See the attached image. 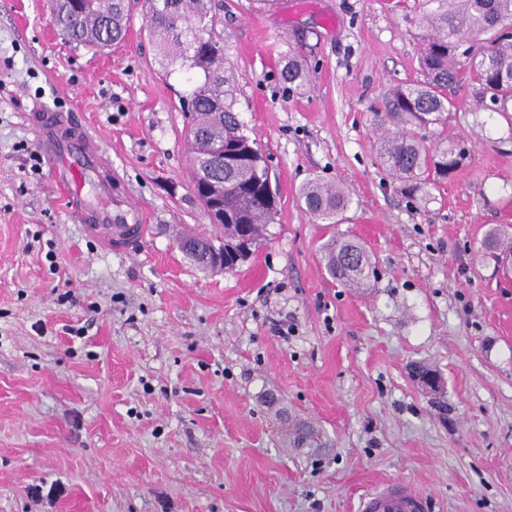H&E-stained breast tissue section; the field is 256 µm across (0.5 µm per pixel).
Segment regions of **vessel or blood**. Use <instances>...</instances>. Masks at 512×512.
Listing matches in <instances>:
<instances>
[{"instance_id":"vessel-or-blood-1","label":"vessel or blood","mask_w":512,"mask_h":512,"mask_svg":"<svg viewBox=\"0 0 512 512\" xmlns=\"http://www.w3.org/2000/svg\"><path fill=\"white\" fill-rule=\"evenodd\" d=\"M40 147L54 166L86 236L110 252L138 253L148 233L141 206L112 187V167L100 141L69 116L35 114ZM425 499L399 482L365 493L359 512H425Z\"/></svg>"}]
</instances>
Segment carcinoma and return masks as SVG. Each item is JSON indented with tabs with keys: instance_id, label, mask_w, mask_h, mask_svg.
<instances>
[{
	"instance_id": "1",
	"label": "carcinoma",
	"mask_w": 512,
	"mask_h": 512,
	"mask_svg": "<svg viewBox=\"0 0 512 512\" xmlns=\"http://www.w3.org/2000/svg\"><path fill=\"white\" fill-rule=\"evenodd\" d=\"M133 0H51V23L65 39L76 44L105 48L124 40ZM149 35L163 68L190 74L188 92L180 107L191 113L187 142L192 182L224 183V267L232 270L247 258L273 223L276 199L268 169L257 143L247 135L235 109L236 93L231 67L224 61V46L214 35L215 15L211 0H143ZM422 16L432 35L422 64L427 74L421 84L397 87L386 106L385 118L397 130L380 137L377 159L408 193L421 185L450 177L464 152L452 146L432 149L404 125L426 126L442 121L455 108L448 97L466 70L478 84V104L500 114L512 125V37L499 35L512 24V0H420ZM284 80L299 86L307 73L296 61L288 62ZM241 154L232 167L224 153ZM306 211L316 220L330 221L347 209V190L332 183L312 181L302 192ZM484 255L496 262L512 256V237L493 230L483 241ZM327 268L332 278L364 285L370 262L363 247L342 236L327 249ZM312 428L299 424L292 443H314Z\"/></svg>"
}]
</instances>
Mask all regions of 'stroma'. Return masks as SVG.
Wrapping results in <instances>:
<instances>
[{
  "mask_svg": "<svg viewBox=\"0 0 512 512\" xmlns=\"http://www.w3.org/2000/svg\"><path fill=\"white\" fill-rule=\"evenodd\" d=\"M213 4L277 194L265 240L227 273L178 246L211 226L187 77L159 64L144 9L96 51L58 35L48 0H0V512H357L387 481L427 512H512V271L482 255L512 227V126L462 75L445 123L418 135L463 164L407 197L376 145L389 94L424 79L418 0ZM292 57L299 89L281 79ZM40 110L102 142L147 213L139 255L85 236L35 158ZM314 180L349 190L337 223L306 211ZM335 235L368 253L366 287L328 275ZM302 421L319 445L286 444Z\"/></svg>",
  "mask_w": 512,
  "mask_h": 512,
  "instance_id": "obj_1",
  "label": "stroma"
}]
</instances>
